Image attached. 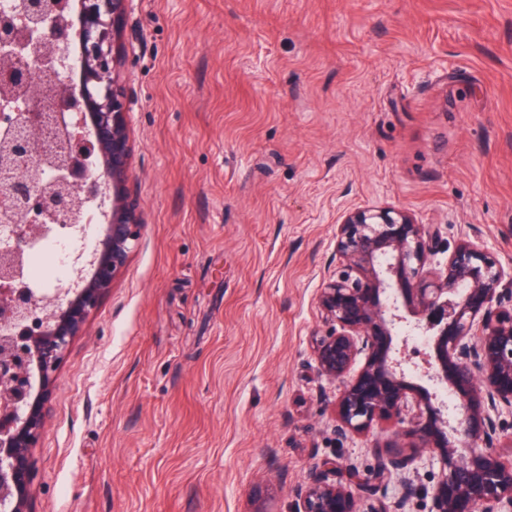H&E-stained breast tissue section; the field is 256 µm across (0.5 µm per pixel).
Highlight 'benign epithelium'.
I'll list each match as a JSON object with an SVG mask.
<instances>
[{"label":"benign epithelium","instance_id":"obj_1","mask_svg":"<svg viewBox=\"0 0 512 512\" xmlns=\"http://www.w3.org/2000/svg\"><path fill=\"white\" fill-rule=\"evenodd\" d=\"M128 2L80 0L81 82L34 92L23 111L0 113V122L13 129L0 144V220L21 211L26 224L18 246L0 254V320L14 329L0 335V512H32L33 449L51 385L144 228L128 186V89L121 80ZM26 21L35 52L59 35L54 0H28ZM68 101L79 112L91 111V125L78 122L61 131L54 147L42 146L41 123ZM59 151L65 159L54 189L28 193L33 161L51 162ZM73 182L104 206V243L88 265L74 256L76 285L52 296L12 291L27 240L55 226L79 227L76 211L85 200L70 194ZM336 238L339 266L321 288L326 331L314 350L317 372L342 384L336 441L382 419L402 429L387 452L374 446L373 468L353 462L315 467L308 485L295 492V512H374L362 504L386 493L394 479L398 494L389 512H414L427 497L430 512H512V459L497 451L499 437L512 428V309L503 307L512 293V267L467 235L447 247L444 266H432L440 247L437 225L420 224L409 210L389 204L344 211ZM431 331L435 357L424 377L432 389L417 390L406 381L413 366L408 341ZM361 355L365 362L357 370ZM442 389L453 403L441 398ZM432 422L453 440L440 442L429 431ZM426 453L442 464L431 486L409 473Z\"/></svg>","mask_w":512,"mask_h":512}]
</instances>
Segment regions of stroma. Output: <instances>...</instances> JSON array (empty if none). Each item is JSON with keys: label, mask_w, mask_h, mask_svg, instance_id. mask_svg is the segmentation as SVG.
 <instances>
[{"label": "stroma", "mask_w": 512, "mask_h": 512, "mask_svg": "<svg viewBox=\"0 0 512 512\" xmlns=\"http://www.w3.org/2000/svg\"><path fill=\"white\" fill-rule=\"evenodd\" d=\"M145 223L71 343L33 512H293L336 444L315 370L336 222L388 203L512 264V0H133Z\"/></svg>", "instance_id": "35a3bbf8"}]
</instances>
